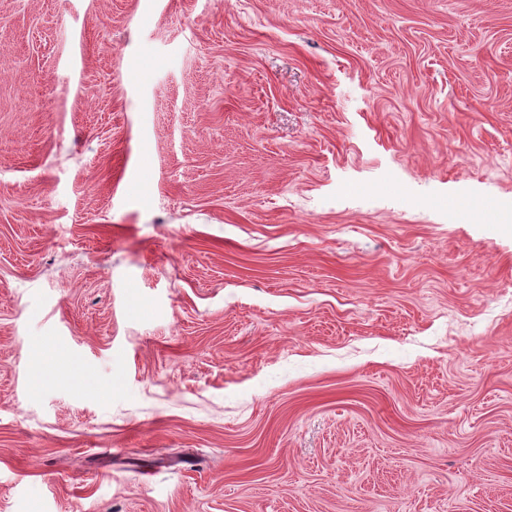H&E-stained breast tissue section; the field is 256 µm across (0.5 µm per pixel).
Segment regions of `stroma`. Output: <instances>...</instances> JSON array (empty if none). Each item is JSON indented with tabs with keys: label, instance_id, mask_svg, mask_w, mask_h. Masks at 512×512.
Instances as JSON below:
<instances>
[{
	"label": "stroma",
	"instance_id": "35a3bbf8",
	"mask_svg": "<svg viewBox=\"0 0 512 512\" xmlns=\"http://www.w3.org/2000/svg\"><path fill=\"white\" fill-rule=\"evenodd\" d=\"M0 512H512V0H0Z\"/></svg>",
	"mask_w": 512,
	"mask_h": 512
}]
</instances>
